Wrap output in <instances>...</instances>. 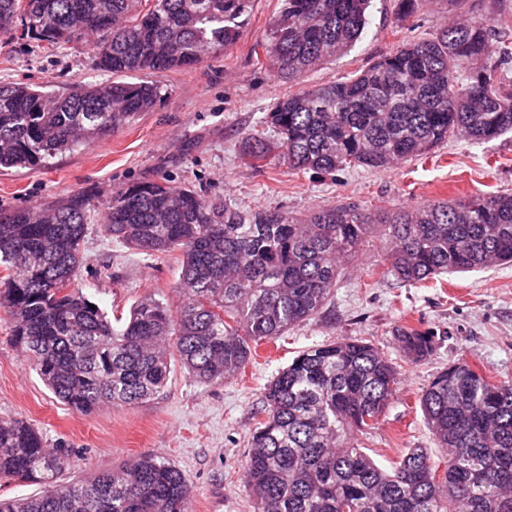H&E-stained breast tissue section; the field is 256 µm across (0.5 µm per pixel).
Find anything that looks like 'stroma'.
<instances>
[{
    "label": "stroma",
    "mask_w": 512,
    "mask_h": 512,
    "mask_svg": "<svg viewBox=\"0 0 512 512\" xmlns=\"http://www.w3.org/2000/svg\"><path fill=\"white\" fill-rule=\"evenodd\" d=\"M395 3L374 0L366 30L347 54L287 84L255 55L280 0H253L237 42L203 64L128 74V81L161 86L163 98L153 111L91 147L55 157L41 170L0 171V212L88 195L78 286L113 319L127 317L145 297L173 308L181 302V252L150 256L101 231L109 200L128 182L164 178L241 211H280L300 219L334 205L390 209L455 200L478 190L512 192V134L485 144L453 138L427 159L333 176L284 165L256 169L241 158L242 137L267 130L268 109L285 91L351 76L403 44L431 37L458 13L489 18L499 9L512 11V0H464L458 7L434 0L403 20ZM103 78L84 46L46 52L22 35L0 42V84L22 82L63 93ZM383 243L381 230H374L344 263L323 313L260 345L244 372L204 384L175 359L164 390L131 406L84 414L64 405L10 342L8 320L0 316V417L29 422L49 444L65 442L73 460L67 479L158 457L189 475L192 512H254L243 465L250 432L263 418L265 385L300 350L361 338L397 363L399 381L378 428L360 436V443L382 463L411 448L435 449L418 400L438 372L467 360L492 377L512 381V265L446 274L425 288H401L374 271ZM402 327L434 334L430 357L413 362L402 356L396 341Z\"/></svg>",
    "instance_id": "stroma-1"
}]
</instances>
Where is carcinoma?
<instances>
[{
  "label": "carcinoma",
  "instance_id": "obj_1",
  "mask_svg": "<svg viewBox=\"0 0 512 512\" xmlns=\"http://www.w3.org/2000/svg\"><path fill=\"white\" fill-rule=\"evenodd\" d=\"M252 0H0V38L20 25L49 49L81 43L114 79L54 94L0 84V168L39 170L90 145L161 100L128 73L186 69L233 45ZM372 0H283L264 44L292 80L336 60L362 36ZM427 0H396L416 15ZM512 11L461 17L407 43L360 73L276 98L275 139L248 135L254 168L336 173L393 168L454 136L490 142L512 132ZM90 199L81 194L0 218V311L11 341L67 406L147 401L166 386L172 357L213 383L239 372L252 346L316 317L342 263L380 225L384 274L405 286L512 263V192L425 201L404 210L332 207L299 221L285 212H241L190 187L132 182L113 195L103 233L148 255L183 253L172 309L144 298L120 325L76 287ZM404 357L421 361L434 336L401 329ZM396 364L362 339L298 352L264 388L266 417L252 433L244 486L256 512H512V383L463 361L438 374L419 407L443 454L410 448L388 465L355 441L394 396ZM69 449L51 447L23 419L0 417V480L42 486L0 497V512H192L191 481L142 457L89 479L56 483Z\"/></svg>",
  "mask_w": 512,
  "mask_h": 512
}]
</instances>
